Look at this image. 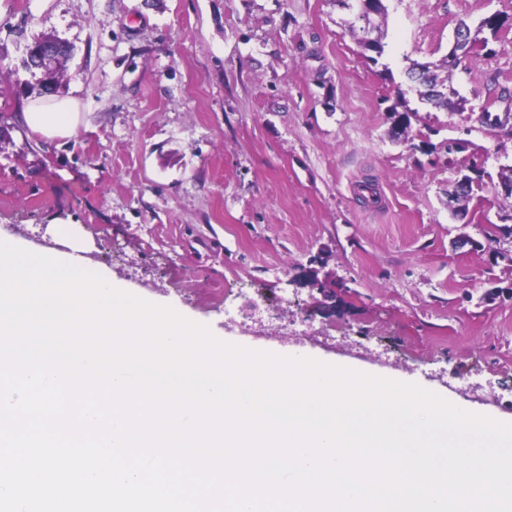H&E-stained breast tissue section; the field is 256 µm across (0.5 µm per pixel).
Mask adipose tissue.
<instances>
[{
	"mask_svg": "<svg viewBox=\"0 0 512 512\" xmlns=\"http://www.w3.org/2000/svg\"><path fill=\"white\" fill-rule=\"evenodd\" d=\"M22 121L41 139L51 141L76 135L81 123V108L77 98H51L26 106Z\"/></svg>",
	"mask_w": 512,
	"mask_h": 512,
	"instance_id": "ef3b65f1",
	"label": "adipose tissue"
}]
</instances>
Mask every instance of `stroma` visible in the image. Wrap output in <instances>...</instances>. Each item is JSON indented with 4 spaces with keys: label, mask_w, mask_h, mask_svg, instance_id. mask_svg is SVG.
<instances>
[{
    "label": "stroma",
    "mask_w": 512,
    "mask_h": 512,
    "mask_svg": "<svg viewBox=\"0 0 512 512\" xmlns=\"http://www.w3.org/2000/svg\"><path fill=\"white\" fill-rule=\"evenodd\" d=\"M385 5L372 62L335 0H0V233L63 251L55 224H74L115 283L214 335L512 419V241L485 248L512 214V131L479 119L512 111V0ZM491 13L508 27L448 80L464 111L422 104L409 66ZM42 36L70 48L55 92L81 103L69 139L19 120Z\"/></svg>",
    "instance_id": "stroma-1"
}]
</instances>
